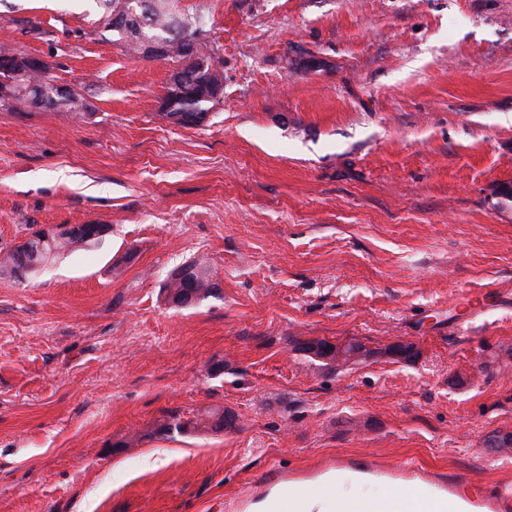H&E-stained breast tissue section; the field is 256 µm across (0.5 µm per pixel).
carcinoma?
<instances>
[{
  "label": "carcinoma",
  "mask_w": 512,
  "mask_h": 512,
  "mask_svg": "<svg viewBox=\"0 0 512 512\" xmlns=\"http://www.w3.org/2000/svg\"><path fill=\"white\" fill-rule=\"evenodd\" d=\"M107 9V28L116 32L119 40L126 48L143 57H149V46L164 42L168 50L167 60L173 68L189 75L186 79L183 96L177 100V109H198L208 111L212 101L197 95L192 74L193 64L183 54V40L187 36H195L198 41L199 56L204 58L207 68L218 70V63L210 50L206 49V30L197 17L175 16L167 9V0H98ZM89 245L82 239L61 238L44 245L41 249H33L27 253V261L32 271H37L49 262L55 261L58 255L75 247ZM212 276L207 268L197 261H190L175 269L161 286V295L166 302L183 292L186 288L198 291V299L213 295ZM223 425L231 422V417L219 414L210 415V419L199 421L188 420L178 422L173 429L178 432L196 430L201 424L210 426L215 421Z\"/></svg>",
  "instance_id": "obj_1"
}]
</instances>
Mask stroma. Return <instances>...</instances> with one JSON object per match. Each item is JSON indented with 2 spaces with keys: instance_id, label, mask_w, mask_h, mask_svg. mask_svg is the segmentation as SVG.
I'll use <instances>...</instances> for the list:
<instances>
[{
  "instance_id": "obj_1",
  "label": "stroma",
  "mask_w": 512,
  "mask_h": 512,
  "mask_svg": "<svg viewBox=\"0 0 512 512\" xmlns=\"http://www.w3.org/2000/svg\"><path fill=\"white\" fill-rule=\"evenodd\" d=\"M169 3L224 74L200 126L96 0H0V48L80 102L0 110V251L109 228L0 278V512H238L358 463L484 498L512 476V0ZM187 261L218 288L181 308ZM107 232L108 226L104 224H75L65 225L59 228H43L38 230L36 234L29 240L31 241L32 245H35L37 242H39V247L41 249H32L27 253L28 265L32 268V270L28 271L24 277L29 273L39 270L49 262L55 261L58 255L62 252L68 251L75 247L87 246L99 241V237H103ZM90 233H92L93 236H91L89 239L93 240L84 241L82 239H72L82 238ZM60 235H65L72 238L53 239L52 243H47L44 245V243L51 240V237ZM212 278L205 266L197 261H190L175 269L168 276L161 286V295L166 302L171 303L172 296H178L185 288H193L199 291L196 300V293L191 289L185 291L177 298H173V302L176 300L182 305L190 306L201 299L213 295L215 288L210 285L213 282ZM194 300L195 302L190 304ZM173 305L182 306L176 303ZM362 343L348 342V343H324L321 340H314L308 342L305 348L308 353L322 359H334L337 362H346L355 358L366 356V349L361 348Z\"/></svg>"
}]
</instances>
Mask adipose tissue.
Returning a JSON list of instances; mask_svg holds the SVG:
<instances>
[{
	"label": "adipose tissue",
	"mask_w": 512,
	"mask_h": 512,
	"mask_svg": "<svg viewBox=\"0 0 512 512\" xmlns=\"http://www.w3.org/2000/svg\"><path fill=\"white\" fill-rule=\"evenodd\" d=\"M475 512L469 495L449 498L447 491L408 479L398 483L354 468L330 470L312 487L274 482L257 489L243 512Z\"/></svg>",
	"instance_id": "obj_1"
}]
</instances>
